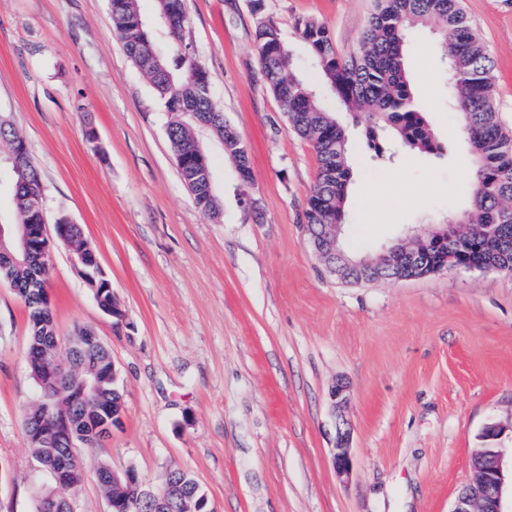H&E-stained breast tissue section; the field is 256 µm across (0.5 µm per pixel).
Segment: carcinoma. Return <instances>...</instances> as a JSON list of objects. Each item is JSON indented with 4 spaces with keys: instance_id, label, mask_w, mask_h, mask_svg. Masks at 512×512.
<instances>
[{
    "instance_id": "obj_1",
    "label": "carcinoma",
    "mask_w": 512,
    "mask_h": 512,
    "mask_svg": "<svg viewBox=\"0 0 512 512\" xmlns=\"http://www.w3.org/2000/svg\"><path fill=\"white\" fill-rule=\"evenodd\" d=\"M112 24L123 51L148 79L162 107L170 116L166 133L176 156L188 160L181 177L201 210L216 217L223 204L201 184L192 152L194 127H208L235 162L246 171L247 152L241 142L224 131V112L214 103L210 79L198 63L194 49L184 41L187 24L184 0H156L153 18H145L139 0H110ZM322 82L338 99L353 122L365 128L368 146L382 159L387 152L417 149L445 156L429 121L413 101L406 58L409 34L434 29L440 37L448 84L455 98L459 121L473 167L472 192L466 210L457 216L461 236L473 239L468 260L485 265L512 264V134L499 120L495 104L493 58L473 30L460 0H373L363 27L359 49L349 56L336 52L328 28L312 19L295 22ZM163 33L171 54L157 46ZM255 49L270 90L280 101L289 126L308 141L316 154L315 184L305 210L308 224L345 226L344 203L352 170L348 161V128L327 111L315 87L293 65L277 23L259 17ZM0 145L22 157L19 168L9 167L15 213V230L43 221L32 208V198L42 192L39 172L24 139L9 119L0 116ZM496 226L504 244L477 238L478 231ZM82 251L86 283L98 306L112 309V293L95 274L98 262L83 236L82 227L71 231ZM0 279L9 282L28 314L27 362L39 389L37 401L25 415L24 427L34 457L44 466L61 469L60 482L41 493L35 512H66L64 498L73 494L80 480V463L64 446L48 447L53 431L64 422L75 424L74 441H91L93 429L111 419L121 408V394L112 390V356L96 350L83 363L86 374H97L93 392L81 396L78 388L59 382L62 367L48 368L44 350L54 347V320L46 292L47 278L37 257L0 267ZM97 480L109 501L121 506L136 497V490L112 482V468L102 463Z\"/></svg>"
}]
</instances>
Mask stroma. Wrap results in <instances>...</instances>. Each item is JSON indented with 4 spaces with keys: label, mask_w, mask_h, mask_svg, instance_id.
I'll return each instance as SVG.
<instances>
[{
    "label": "stroma",
    "mask_w": 512,
    "mask_h": 512,
    "mask_svg": "<svg viewBox=\"0 0 512 512\" xmlns=\"http://www.w3.org/2000/svg\"><path fill=\"white\" fill-rule=\"evenodd\" d=\"M495 62V97L512 131V0H462ZM372 0H185V38L213 100L248 148L242 182L210 131L197 129L223 202L203 215L170 146L168 116L122 50L109 0H0V114L22 135L42 181L47 227L81 225L122 316L98 307L68 248L53 243L48 293L57 335L88 328L111 349L125 414L81 446L73 512H110L100 463L154 486L188 471L216 512H449L476 449L512 448V271L442 270L345 283L317 259L302 224L317 171L288 126L255 50L273 18L302 66L296 17L356 51ZM429 32L409 45L415 100L448 156L377 160L350 127L348 245L370 259L407 227H432L468 203L471 159ZM401 170L405 186L389 175ZM371 202L358 197L364 184ZM27 310L0 281V512H32L51 473L23 417L37 398ZM345 383L347 402L330 391ZM351 425L352 474L332 463L336 419ZM500 427L487 441V426Z\"/></svg>",
    "instance_id": "obj_1"
}]
</instances>
